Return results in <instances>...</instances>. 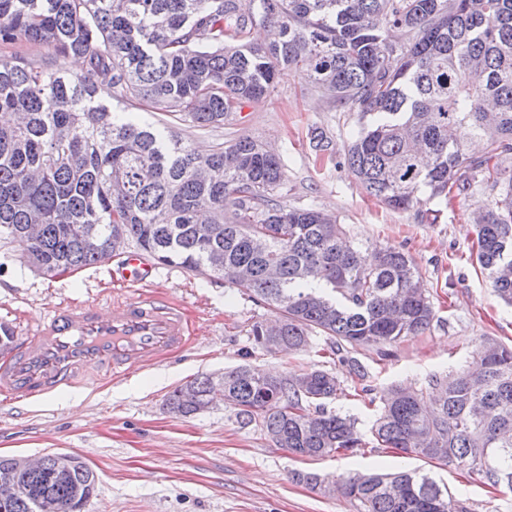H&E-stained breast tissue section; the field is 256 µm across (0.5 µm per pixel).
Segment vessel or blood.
<instances>
[{"label":"vessel or blood","mask_w":512,"mask_h":512,"mask_svg":"<svg viewBox=\"0 0 512 512\" xmlns=\"http://www.w3.org/2000/svg\"><path fill=\"white\" fill-rule=\"evenodd\" d=\"M124 281L145 284L152 268L136 251L125 254ZM190 344L188 316L174 299L154 290L113 302L108 313L59 304L31 336L0 357V397L38 401L99 377L116 380L150 367Z\"/></svg>","instance_id":"obj_1"}]
</instances>
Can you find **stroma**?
<instances>
[{
	"instance_id": "stroma-1",
	"label": "stroma",
	"mask_w": 512,
	"mask_h": 512,
	"mask_svg": "<svg viewBox=\"0 0 512 512\" xmlns=\"http://www.w3.org/2000/svg\"><path fill=\"white\" fill-rule=\"evenodd\" d=\"M316 127L331 138L334 153L313 149L309 134ZM358 129L354 113L336 110L301 73L284 77L261 100L245 103L230 125L207 131L176 127L183 141L202 152L239 136L271 145L288 177L289 206H312L334 216L354 241L409 253L435 307L429 330L393 346L387 357L366 346L345 360L327 351L320 338L303 352L270 353L254 347L248 336L251 324L270 318L267 306L222 279L159 263L146 287L186 307L193 337L188 349L115 381L37 402L0 403V455L81 456L98 478L84 512H357L343 496H325L293 481L292 471L337 477L425 467L419 457L372 447L298 459L273 447L259 428L240 427L224 406L187 418L165 406L175 387L244 361L276 375L317 365L336 373L341 384L328 410L355 418L365 434L378 411L376 400L387 389L428 387L432 376L463 366L483 337L512 345V307L495 296L472 256L471 210L487 206L490 192L475 189L466 201L442 208L433 224L421 222L415 211L388 209L340 164ZM23 253L18 242H0V323L12 329L15 340L29 336L60 302L106 309L115 297L138 293L137 286L119 280L120 257L49 278L26 266ZM364 387L371 390V402L359 395ZM429 470L471 512H512L511 489L471 479L455 465Z\"/></svg>"
}]
</instances>
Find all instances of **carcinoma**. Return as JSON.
Returning a JSON list of instances; mask_svg holds the SVG:
<instances>
[{
  "mask_svg": "<svg viewBox=\"0 0 512 512\" xmlns=\"http://www.w3.org/2000/svg\"><path fill=\"white\" fill-rule=\"evenodd\" d=\"M257 23L275 38L250 42ZM19 42L45 47L50 61L0 54V113L22 116L0 125V240L43 224L25 255L41 274L103 263L121 238L271 308L277 332L263 321L248 331L267 351H302L314 337L333 353L382 348L424 333L435 310L415 261L288 206L279 156L247 137L201 154L100 95L105 75L108 96L206 129L303 69L312 89L357 113L344 165L386 206L433 224L431 205L478 186L494 193L475 225L476 262L512 305V0H0V45ZM70 56L83 58V72L65 68ZM474 139L485 141L479 156L467 150ZM429 385L388 390L369 442L355 419L326 410L340 382L321 368L275 377L244 362L175 388L165 406L197 414L191 391L296 457L371 442L512 489V346L484 338L468 364ZM54 472L51 458L37 473L1 456L0 476L19 492L0 497V512H33L41 497L53 512H82L92 468L77 456ZM294 477L358 501L359 512H469L421 469Z\"/></svg>",
  "mask_w": 512,
  "mask_h": 512,
  "instance_id": "carcinoma-1",
  "label": "carcinoma"
}]
</instances>
